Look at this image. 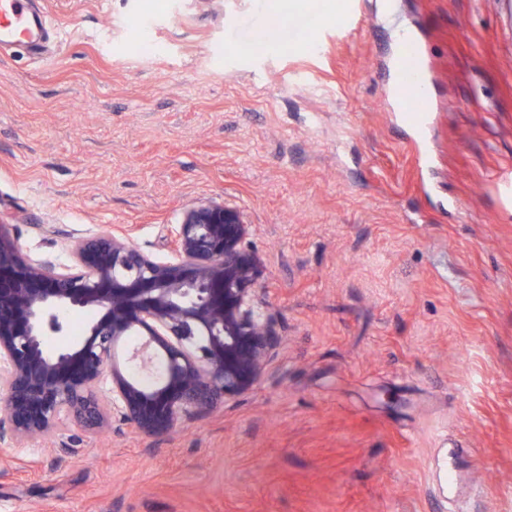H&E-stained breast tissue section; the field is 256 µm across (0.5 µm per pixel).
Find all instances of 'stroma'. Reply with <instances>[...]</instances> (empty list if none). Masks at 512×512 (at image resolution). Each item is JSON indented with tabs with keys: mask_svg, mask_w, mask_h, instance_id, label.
Wrapping results in <instances>:
<instances>
[{
	"mask_svg": "<svg viewBox=\"0 0 512 512\" xmlns=\"http://www.w3.org/2000/svg\"><path fill=\"white\" fill-rule=\"evenodd\" d=\"M33 3L53 28L0 51V222L34 260L124 233L166 261L186 209L234 208L281 343L169 436L0 443V512H512V0ZM404 29L424 168L390 105ZM401 51L394 55L390 75L393 99L398 104L402 119L410 122L415 132L423 136L433 112L425 89L420 52L410 32L400 40Z\"/></svg>",
	"mask_w": 512,
	"mask_h": 512,
	"instance_id": "obj_1",
	"label": "stroma"
}]
</instances>
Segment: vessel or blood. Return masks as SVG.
I'll return each instance as SVG.
<instances>
[{
	"instance_id": "b4317fda",
	"label": "vessel or blood",
	"mask_w": 512,
	"mask_h": 512,
	"mask_svg": "<svg viewBox=\"0 0 512 512\" xmlns=\"http://www.w3.org/2000/svg\"><path fill=\"white\" fill-rule=\"evenodd\" d=\"M29 3L30 0H0V45L31 46L44 32L42 16L32 13ZM400 45L390 75L392 96L403 120L422 135L427 130L433 106L421 72L420 52L412 36L402 37Z\"/></svg>"
}]
</instances>
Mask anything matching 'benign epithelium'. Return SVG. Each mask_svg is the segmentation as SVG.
Wrapping results in <instances>:
<instances>
[{
	"mask_svg": "<svg viewBox=\"0 0 512 512\" xmlns=\"http://www.w3.org/2000/svg\"><path fill=\"white\" fill-rule=\"evenodd\" d=\"M240 213L209 203L184 211L172 261L123 235L81 236L71 263L26 256L0 225V441L50 438L64 416L104 431L110 413L148 437L182 417L249 394L281 336L258 306L260 259L245 247ZM93 311L83 336L54 352L45 338L68 330V315ZM142 337L131 360L150 380L130 378L115 351Z\"/></svg>",
	"mask_w": 512,
	"mask_h": 512,
	"instance_id": "1",
	"label": "benign epithelium"
}]
</instances>
